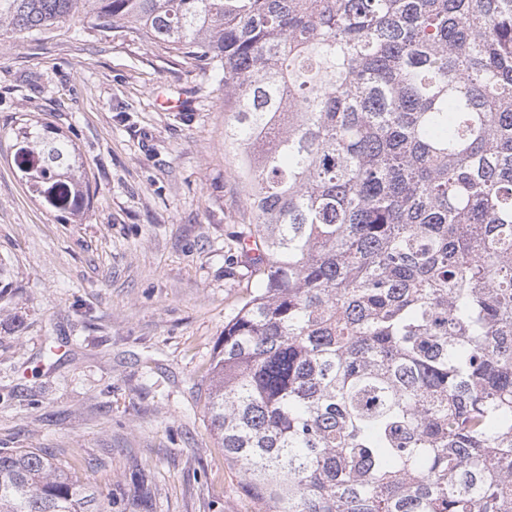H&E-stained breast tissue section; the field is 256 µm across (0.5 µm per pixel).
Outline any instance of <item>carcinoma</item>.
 Instances as JSON below:
<instances>
[{
    "label": "carcinoma",
    "mask_w": 512,
    "mask_h": 512,
    "mask_svg": "<svg viewBox=\"0 0 512 512\" xmlns=\"http://www.w3.org/2000/svg\"><path fill=\"white\" fill-rule=\"evenodd\" d=\"M220 76L260 281L205 392L261 512H512V0H0ZM32 197L89 201L76 149L14 130ZM35 448L0 512H126Z\"/></svg>",
    "instance_id": "obj_1"
}]
</instances>
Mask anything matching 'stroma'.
Returning <instances> with one entry per match:
<instances>
[{
  "label": "stroma",
  "instance_id": "stroma-1",
  "mask_svg": "<svg viewBox=\"0 0 512 512\" xmlns=\"http://www.w3.org/2000/svg\"><path fill=\"white\" fill-rule=\"evenodd\" d=\"M73 144L77 215L31 197L14 129ZM224 88L167 44L78 19L0 42V450L38 448L133 512H258L204 410L259 275Z\"/></svg>",
  "mask_w": 512,
  "mask_h": 512
}]
</instances>
